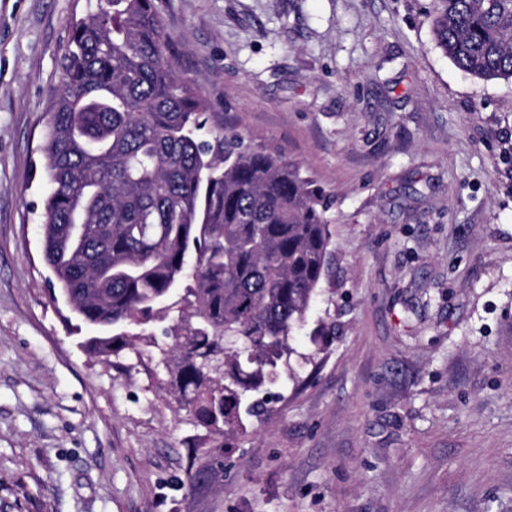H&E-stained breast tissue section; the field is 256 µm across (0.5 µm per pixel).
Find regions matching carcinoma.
I'll list each match as a JSON object with an SVG mask.
<instances>
[{"mask_svg":"<svg viewBox=\"0 0 512 512\" xmlns=\"http://www.w3.org/2000/svg\"><path fill=\"white\" fill-rule=\"evenodd\" d=\"M436 46L512 80V0H431ZM43 126L44 257L109 359L154 349L158 383L224 454L245 404L276 401L332 259L329 204L302 167L222 127L169 57L153 0H95L73 19Z\"/></svg>","mask_w":512,"mask_h":512,"instance_id":"carcinoma-1","label":"carcinoma"}]
</instances>
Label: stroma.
I'll list each match as a JSON object with an SVG mask.
<instances>
[{
    "label": "stroma",
    "instance_id": "stroma-1",
    "mask_svg": "<svg viewBox=\"0 0 512 512\" xmlns=\"http://www.w3.org/2000/svg\"><path fill=\"white\" fill-rule=\"evenodd\" d=\"M155 5L211 124L328 195L336 334L220 459L154 360L92 358L40 218L75 0H0V512H512V81L457 69L430 0Z\"/></svg>",
    "mask_w": 512,
    "mask_h": 512
}]
</instances>
